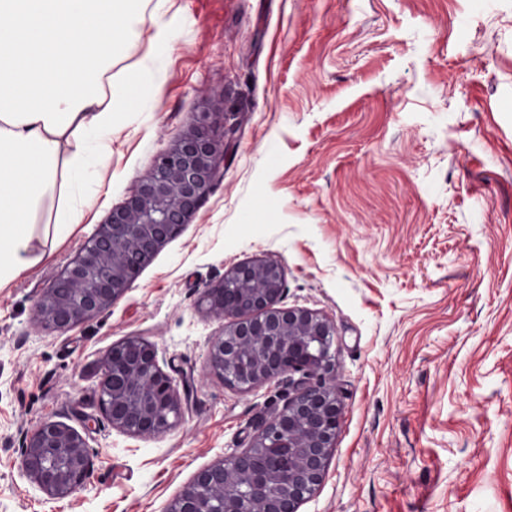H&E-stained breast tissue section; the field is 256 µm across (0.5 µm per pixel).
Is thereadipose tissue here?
<instances>
[{
	"instance_id": "1",
	"label": "adipose tissue",
	"mask_w": 512,
	"mask_h": 512,
	"mask_svg": "<svg viewBox=\"0 0 512 512\" xmlns=\"http://www.w3.org/2000/svg\"><path fill=\"white\" fill-rule=\"evenodd\" d=\"M167 3L0 0V284L34 264L28 226L57 185V224L80 223L89 168L104 164L121 114L158 91L149 68L119 62Z\"/></svg>"
}]
</instances>
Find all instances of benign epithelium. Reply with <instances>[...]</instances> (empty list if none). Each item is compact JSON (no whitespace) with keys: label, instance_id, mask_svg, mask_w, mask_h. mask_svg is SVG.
Returning a JSON list of instances; mask_svg holds the SVG:
<instances>
[{"label":"benign epithelium","instance_id":"obj_1","mask_svg":"<svg viewBox=\"0 0 512 512\" xmlns=\"http://www.w3.org/2000/svg\"><path fill=\"white\" fill-rule=\"evenodd\" d=\"M224 113L198 112L157 155L148 175L39 295L33 319L66 332L122 297L159 248L189 223L222 177ZM285 271L272 260L241 262L207 289L198 306L224 327L207 360L241 390L288 378L283 406L258 425L251 444L199 471L168 512H298L323 482L343 409L336 388V326L306 308L282 305ZM100 405L112 427L134 437L171 429L181 402L156 347L130 337L107 351ZM91 466L84 437L46 419L31 433L21 470L47 495L65 498Z\"/></svg>","mask_w":512,"mask_h":512}]
</instances>
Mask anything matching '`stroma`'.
Masks as SVG:
<instances>
[{
    "label": "stroma",
    "mask_w": 512,
    "mask_h": 512,
    "mask_svg": "<svg viewBox=\"0 0 512 512\" xmlns=\"http://www.w3.org/2000/svg\"><path fill=\"white\" fill-rule=\"evenodd\" d=\"M169 37L149 42L156 25ZM125 60L157 95L123 113L82 223L31 225L37 262L0 287V512H166L247 447L287 381L213 375L198 306L233 265L273 259L283 303L336 325L343 418L299 512H512V0H170ZM223 111L224 176L103 313L32 320L43 291L202 110ZM55 240L52 248L44 238ZM151 342L182 415L150 438L99 402L113 343ZM51 418L92 460L53 499L19 468Z\"/></svg>",
    "instance_id": "1"
}]
</instances>
